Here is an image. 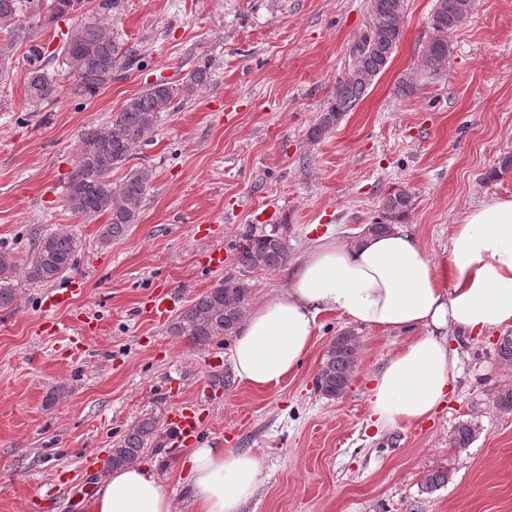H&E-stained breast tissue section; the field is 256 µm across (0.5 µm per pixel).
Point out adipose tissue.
<instances>
[{"instance_id": "obj_1", "label": "adipose tissue", "mask_w": 512, "mask_h": 512, "mask_svg": "<svg viewBox=\"0 0 512 512\" xmlns=\"http://www.w3.org/2000/svg\"><path fill=\"white\" fill-rule=\"evenodd\" d=\"M325 312L410 335L369 378L374 425L393 430L431 418L460 372L449 334L512 326V199L467 209L450 229L441 266L403 224L382 235L318 239L298 259L286 291L241 322L230 351L236 376L256 390L287 380L309 353ZM183 467L194 512H242L261 475L254 454L207 444L190 449ZM91 512H174V501L155 467L137 462L103 475Z\"/></svg>"}]
</instances>
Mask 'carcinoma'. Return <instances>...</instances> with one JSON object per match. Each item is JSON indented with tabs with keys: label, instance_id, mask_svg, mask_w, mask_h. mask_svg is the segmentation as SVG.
Listing matches in <instances>:
<instances>
[{
	"label": "carcinoma",
	"instance_id": "1",
	"mask_svg": "<svg viewBox=\"0 0 512 512\" xmlns=\"http://www.w3.org/2000/svg\"><path fill=\"white\" fill-rule=\"evenodd\" d=\"M83 0H0V33L12 39L24 38L16 26V18L26 10L35 15L46 9L44 24L82 9ZM473 0H436L430 15L433 31L426 51L421 56L420 74L437 77L447 69L452 54L451 34L468 18ZM406 0H370V22L366 34L352 49V63L345 79L339 81L327 111L312 130V137L323 135L340 117L351 111L386 68L399 41ZM32 60L26 95L31 106L38 108L52 102L59 85L45 72L40 61L62 57L75 78L73 91L91 98L112 83L122 69L121 48L112 36V28L87 18L67 29L58 50L31 45ZM210 79V65L203 63L178 87L157 81L141 94L126 101L110 122L85 131L78 147L77 164L65 187V207L73 214L92 219L107 215L99 243L103 247L125 235L138 223L153 170L139 166L130 170L125 180L112 186V171L125 167L134 157L135 148L157 127L162 115L173 108L174 99L195 94ZM412 207V199L403 190L392 191L382 199L381 218L366 225L374 235L390 231L392 223L402 220ZM238 274L230 276L196 297L189 307L172 320L169 332L194 346H207L222 336L235 333L246 312L252 294L251 278L263 269H276L288 261L286 238L279 232L255 235L247 233L235 245ZM80 251V241L63 229L46 230L31 239L26 258L18 261L14 252L0 249V308L11 307L17 299L14 281L17 273L33 283H51L70 271ZM358 340L345 331L330 342L316 385L326 397L342 395L357 362ZM158 434L154 418L145 417L117 441L106 460V467L118 469L137 462L144 449L152 445ZM478 427L470 422L460 424L453 444L467 448L476 439Z\"/></svg>",
	"mask_w": 512,
	"mask_h": 512
}]
</instances>
